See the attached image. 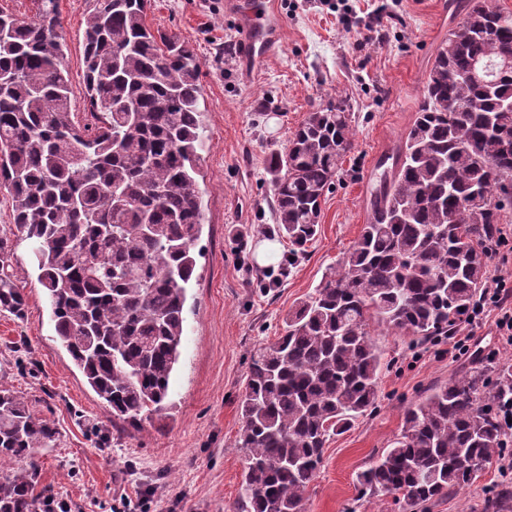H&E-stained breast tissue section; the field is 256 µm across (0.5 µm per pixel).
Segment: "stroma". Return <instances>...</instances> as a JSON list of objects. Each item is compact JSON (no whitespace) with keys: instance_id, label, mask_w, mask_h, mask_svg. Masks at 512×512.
Segmentation results:
<instances>
[{"instance_id":"stroma-1","label":"stroma","mask_w":512,"mask_h":512,"mask_svg":"<svg viewBox=\"0 0 512 512\" xmlns=\"http://www.w3.org/2000/svg\"><path fill=\"white\" fill-rule=\"evenodd\" d=\"M441 0H272L284 32L270 60L245 69L227 0H151L152 29L178 36L201 61L208 148L201 170L205 224L196 249V281L185 307L180 366L172 382L176 409L164 421L131 427L115 421L56 339L28 241L14 239L11 269L27 295L23 316L0 313V382L12 386L59 431L37 456L43 483L72 512H239L243 456L234 442L252 355L281 334L288 311L306 299L327 268L357 241L369 212L377 151L410 126L432 59L452 26ZM92 0H59L60 33L72 110L86 120L83 32ZM346 102L352 146L322 204L315 241L295 265L288 244L257 265L263 227L273 225L264 163L283 149L314 108ZM287 268L278 286L261 275ZM387 361L377 410L332 437L305 512H399L385 498L358 496L356 476L399 436L407 409L428 389L460 372L441 345L415 347L378 326ZM503 482L497 460L431 512H482Z\"/></svg>"}]
</instances>
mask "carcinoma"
Masks as SVG:
<instances>
[{
    "label": "carcinoma",
    "mask_w": 512,
    "mask_h": 512,
    "mask_svg": "<svg viewBox=\"0 0 512 512\" xmlns=\"http://www.w3.org/2000/svg\"><path fill=\"white\" fill-rule=\"evenodd\" d=\"M58 0L0 12V182L12 235L31 242L56 336L112 419L139 426L174 407L184 311L204 221L197 176L207 149L199 62L146 23L150 0H94L83 37L91 120L71 112ZM453 0L415 119L387 151L358 241L251 358L235 447L242 512H304L334 434L378 407L383 353L371 323L436 342L455 335L487 280V248L512 207V10ZM490 72L485 85L465 78ZM343 104L309 113L267 160L274 232L299 258L352 145ZM481 187L490 202L470 197ZM0 236V310L26 307ZM512 399V364L474 357L407 410L400 436L357 475L359 496L409 512L470 485L504 450L493 406ZM55 423L0 387V512H40L54 494L36 455ZM483 512H512L494 489Z\"/></svg>",
    "instance_id": "obj_1"
}]
</instances>
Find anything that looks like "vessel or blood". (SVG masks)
<instances>
[{
    "mask_svg": "<svg viewBox=\"0 0 512 512\" xmlns=\"http://www.w3.org/2000/svg\"><path fill=\"white\" fill-rule=\"evenodd\" d=\"M239 25L238 48L250 66H258L274 53L281 39L283 21L270 0H231Z\"/></svg>",
    "mask_w": 512,
    "mask_h": 512,
    "instance_id": "b4317fda",
    "label": "vessel or blood"
}]
</instances>
